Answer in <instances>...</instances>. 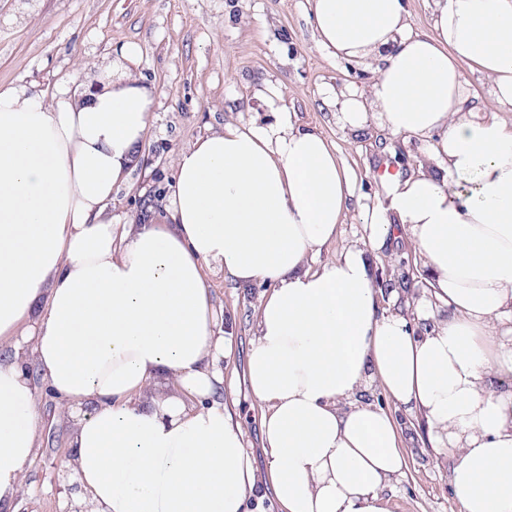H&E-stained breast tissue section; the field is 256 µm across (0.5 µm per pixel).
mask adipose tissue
<instances>
[{
	"instance_id": "1",
	"label": "adipose tissue",
	"mask_w": 512,
	"mask_h": 512,
	"mask_svg": "<svg viewBox=\"0 0 512 512\" xmlns=\"http://www.w3.org/2000/svg\"><path fill=\"white\" fill-rule=\"evenodd\" d=\"M331 56L374 68L339 120L430 140L407 176L381 178L363 246L319 268L354 180L321 134L279 107L266 126L199 137L176 158L163 224H116L112 191L139 158L154 96L113 79L53 101L0 87V512H16L37 446V388L78 414L70 466L93 512H390L400 430L352 400L372 383L423 417L449 458L460 512H512V0H433L412 33L404 0H308ZM412 240L435 299L416 318L383 313L370 251ZM270 283L246 384L260 410L264 469L215 393L234 340L207 275ZM440 305L443 317L432 307Z\"/></svg>"
}]
</instances>
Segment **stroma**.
<instances>
[{"label":"stroma","mask_w":512,"mask_h":512,"mask_svg":"<svg viewBox=\"0 0 512 512\" xmlns=\"http://www.w3.org/2000/svg\"><path fill=\"white\" fill-rule=\"evenodd\" d=\"M307 0H0V85L33 84L46 98L62 87L88 86L110 79L107 66L126 44L141 53L133 79L154 94L141 162L114 190L115 223L134 222L135 197L167 188L177 153L225 124L266 125L274 115L260 94L276 87L301 125L337 148L356 179L363 207L382 202L379 171L384 166L410 173L428 143L405 139L376 126L354 137L341 126L337 109L325 105L329 92L369 83L372 69L330 57L316 43ZM224 329L234 338L224 363L221 395L239 419L247 451L261 453L259 408L247 391V355L264 285L248 288L209 278ZM40 442L26 467L20 504L29 512H63L57 486L70 452V424L58 399L38 383ZM397 421L407 468L387 490L393 512H458L448 488V460L427 441L421 418L397 410L379 386Z\"/></svg>","instance_id":"35a3bbf8"}]
</instances>
